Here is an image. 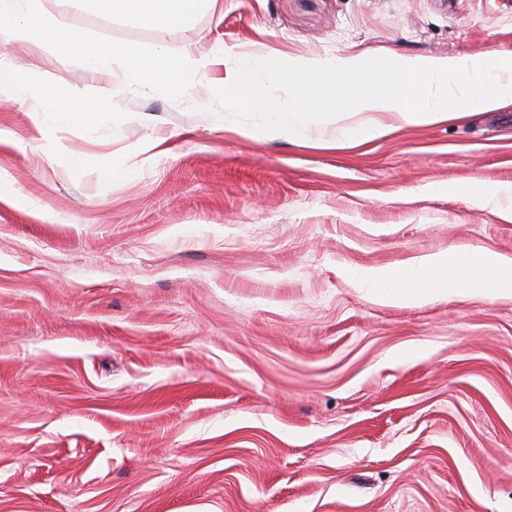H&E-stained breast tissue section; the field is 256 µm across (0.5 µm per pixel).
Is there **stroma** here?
<instances>
[{
	"label": "stroma",
	"instance_id": "obj_1",
	"mask_svg": "<svg viewBox=\"0 0 512 512\" xmlns=\"http://www.w3.org/2000/svg\"><path fill=\"white\" fill-rule=\"evenodd\" d=\"M36 15L220 60L143 90L0 45L30 78L0 96V512H512V295L389 306L348 277L512 256V206L468 195L512 183V105L288 137L212 94L241 53L509 56L512 0H213L162 39L88 0ZM56 83L100 120L33 131ZM370 119L388 132L342 145Z\"/></svg>",
	"mask_w": 512,
	"mask_h": 512
}]
</instances>
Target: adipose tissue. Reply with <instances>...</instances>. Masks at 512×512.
<instances>
[{
	"mask_svg": "<svg viewBox=\"0 0 512 512\" xmlns=\"http://www.w3.org/2000/svg\"><path fill=\"white\" fill-rule=\"evenodd\" d=\"M208 0H93L95 11L106 17L130 19L165 36L186 24ZM0 43H33L54 55L97 72L109 61H120L132 82L157 88L179 82L185 74L205 75L211 58L189 49H159L150 56L129 43L94 44L75 30L32 20L28 0H0ZM52 103L64 104V121L93 122L97 113L88 105L87 90L51 86ZM352 279L357 288L390 305H420L438 297L473 292L489 298L512 293V257L480 248L440 251L408 258L400 266L361 268Z\"/></svg>",
	"mask_w": 512,
	"mask_h": 512,
	"instance_id": "obj_1",
	"label": "adipose tissue"
}]
</instances>
